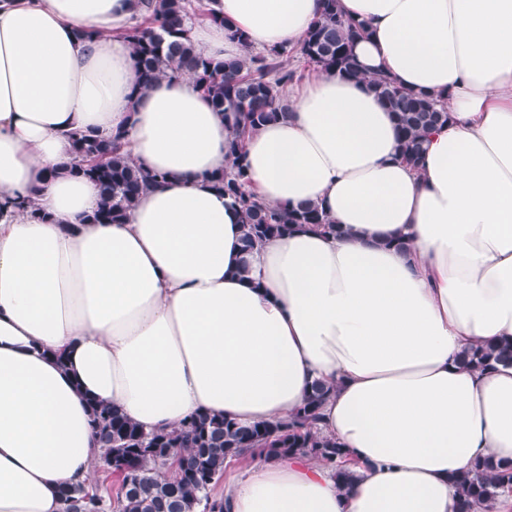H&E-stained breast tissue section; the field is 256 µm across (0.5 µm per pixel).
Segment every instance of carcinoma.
I'll use <instances>...</instances> for the list:
<instances>
[{"label": "carcinoma", "mask_w": 512, "mask_h": 512, "mask_svg": "<svg viewBox=\"0 0 512 512\" xmlns=\"http://www.w3.org/2000/svg\"><path fill=\"white\" fill-rule=\"evenodd\" d=\"M224 24L213 9L197 11L192 0H141L126 39L132 46L137 74L136 88L144 91L162 78L182 74L193 77L197 87L224 113L233 128L229 152L232 167L207 176L224 192L243 216V250L272 237L314 225L328 235L340 229L316 206L300 204L266 206L250 194L247 168L241 160V137L288 113L285 98L297 72L285 61L298 55L314 70L347 78L358 77L351 50L365 34V27L343 18L336 0H321L319 15L300 47L286 45L260 52L247 50L242 58L215 60L199 53L188 33L198 17ZM370 85L384 102L400 133V156L409 166L419 164L426 132L448 123L449 113L436 97L404 89L385 77ZM75 158L72 171L99 188L92 223L121 224L136 198L163 176L134 164L121 152L119 133L111 137L75 130L70 133ZM463 363L485 371L498 364L512 365V342L474 345L463 354ZM327 393L314 384L307 403L292 417L268 423L241 424L224 417L195 415L172 430L146 432L111 404L91 401V428L103 451L106 477L122 472L112 490L99 476L90 485L68 486L63 491L64 512H224V501L213 494L224 465L247 455L266 457L306 453L336 470L343 480L353 477L344 468V453L336 441L314 431L319 407ZM180 457L173 475H158L168 458ZM460 512H477L484 504L512 493V464L490 458L474 463L454 480Z\"/></svg>", "instance_id": "obj_1"}]
</instances>
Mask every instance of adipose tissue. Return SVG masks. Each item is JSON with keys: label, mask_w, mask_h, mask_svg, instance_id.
Returning a JSON list of instances; mask_svg holds the SVG:
<instances>
[{"label": "adipose tissue", "mask_w": 512, "mask_h": 512, "mask_svg": "<svg viewBox=\"0 0 512 512\" xmlns=\"http://www.w3.org/2000/svg\"><path fill=\"white\" fill-rule=\"evenodd\" d=\"M365 24L359 78L315 74L286 118L248 134L249 188L342 229L241 251V213L206 174L231 126L193 77L136 91L121 39L135 0H0V512H63L101 450L87 401L143 430L206 413L291 417L314 384L319 431L350 482L303 454L224 479V512H459L455 477L512 461V366L466 367L512 340V0H338ZM198 52L299 45L321 0H212ZM242 32L234 39L231 29ZM433 95L450 120L419 169L370 81ZM126 134L161 173L123 224H91L70 132ZM463 363L472 370L485 371L498 364L512 365V342L474 345L463 354Z\"/></svg>", "instance_id": "obj_1"}]
</instances>
